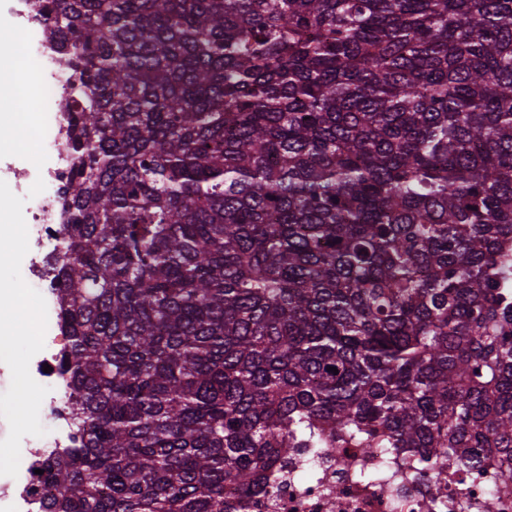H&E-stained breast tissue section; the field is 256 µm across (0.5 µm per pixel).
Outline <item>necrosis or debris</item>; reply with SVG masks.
<instances>
[{
    "instance_id": "necrosis-or-debris-1",
    "label": "necrosis or debris",
    "mask_w": 512,
    "mask_h": 512,
    "mask_svg": "<svg viewBox=\"0 0 512 512\" xmlns=\"http://www.w3.org/2000/svg\"><path fill=\"white\" fill-rule=\"evenodd\" d=\"M12 14L17 30L29 37L27 50L37 58L55 94L56 133L46 146L50 161L39 175L12 167L0 175L11 183L14 201L25 206L20 252L29 271L25 285L37 291L44 318L52 320L58 316L56 285L47 269L66 222L63 201L70 192L64 116L71 75L57 63L56 44L36 37L39 23L27 8L13 9ZM67 344L62 328H55L52 335L41 337L38 349L25 362V375L39 393L41 418L52 427L54 436L46 440L33 429L14 435L15 466L0 476V512H37L48 493L39 473L45 456L76 443L65 410L66 382L58 370ZM360 467L373 471V478H359L356 470ZM280 471L275 495L260 498L251 512H430L433 502L444 504L447 512H483L484 499L498 484L497 469L490 461L478 476L466 469H452L444 478L421 482L408 476L396 481L388 477L380 458L358 448H304L289 455Z\"/></svg>"
}]
</instances>
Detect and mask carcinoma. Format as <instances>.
I'll return each mask as SVG.
<instances>
[{
  "label": "carcinoma",
  "instance_id": "1",
  "mask_svg": "<svg viewBox=\"0 0 512 512\" xmlns=\"http://www.w3.org/2000/svg\"><path fill=\"white\" fill-rule=\"evenodd\" d=\"M31 7L72 75L45 512H248L296 448L512 489V0Z\"/></svg>",
  "mask_w": 512,
  "mask_h": 512
}]
</instances>
